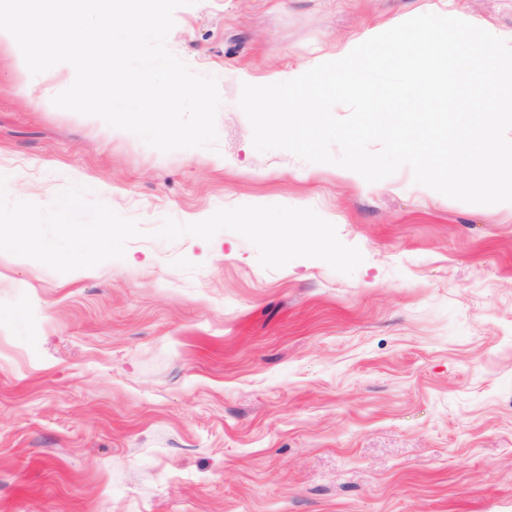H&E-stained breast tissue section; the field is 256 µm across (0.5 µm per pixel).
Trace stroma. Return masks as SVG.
Returning <instances> with one entry per match:
<instances>
[{"label": "stroma", "mask_w": 512, "mask_h": 512, "mask_svg": "<svg viewBox=\"0 0 512 512\" xmlns=\"http://www.w3.org/2000/svg\"><path fill=\"white\" fill-rule=\"evenodd\" d=\"M425 13L512 38V0L179 7L167 46L222 103L215 148L168 153L39 104L72 77L0 44L9 199L80 185L144 231L64 274L0 252V512H512V211L257 151L238 106ZM241 205L313 209L363 261L151 235Z\"/></svg>", "instance_id": "35a3bbf8"}]
</instances>
